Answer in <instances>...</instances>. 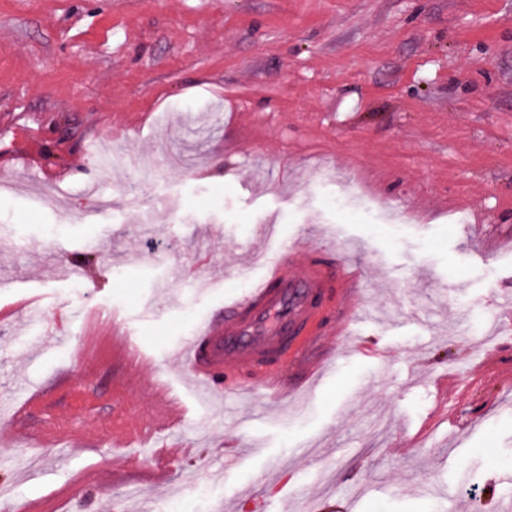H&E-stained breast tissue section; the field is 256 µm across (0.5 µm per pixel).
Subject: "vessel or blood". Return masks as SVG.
Listing matches in <instances>:
<instances>
[{
  "instance_id": "vessel-or-blood-1",
  "label": "vessel or blood",
  "mask_w": 512,
  "mask_h": 512,
  "mask_svg": "<svg viewBox=\"0 0 512 512\" xmlns=\"http://www.w3.org/2000/svg\"><path fill=\"white\" fill-rule=\"evenodd\" d=\"M297 251L285 245L265 275L225 303L223 317L205 320L181 349L189 378L205 392L285 398L294 390L287 368L303 361L310 343L328 336L337 348L352 347L348 326L360 267L330 263L314 248L300 269Z\"/></svg>"
}]
</instances>
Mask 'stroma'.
Wrapping results in <instances>:
<instances>
[{"label": "stroma", "mask_w": 512, "mask_h": 512, "mask_svg": "<svg viewBox=\"0 0 512 512\" xmlns=\"http://www.w3.org/2000/svg\"><path fill=\"white\" fill-rule=\"evenodd\" d=\"M1 181L0 512L512 502V0H0ZM354 189L416 218L328 204ZM288 241L360 264L362 350L290 367L294 405L201 397L178 349Z\"/></svg>", "instance_id": "obj_1"}]
</instances>
